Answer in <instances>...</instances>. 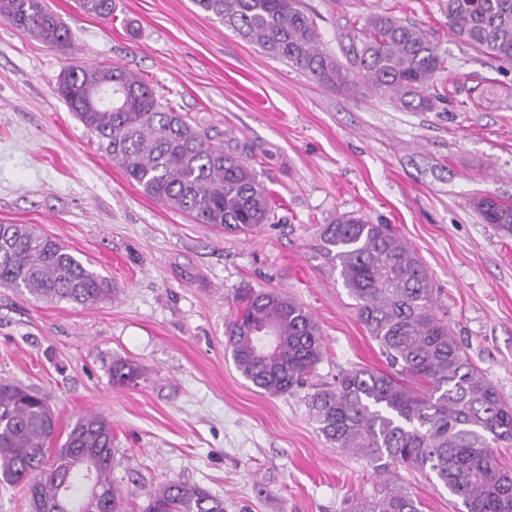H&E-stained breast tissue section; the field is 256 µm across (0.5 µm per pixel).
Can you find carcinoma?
<instances>
[{
    "instance_id": "carcinoma-1",
    "label": "carcinoma",
    "mask_w": 512,
    "mask_h": 512,
    "mask_svg": "<svg viewBox=\"0 0 512 512\" xmlns=\"http://www.w3.org/2000/svg\"><path fill=\"white\" fill-rule=\"evenodd\" d=\"M245 41L333 91L362 82L398 107L433 109L444 69L424 31L385 13L363 25L361 47L345 64L323 47L302 0H195ZM107 19L112 0H80ZM448 29L485 57L512 65V0H442ZM0 18L53 48L72 35L46 0H0ZM120 91L118 106L89 96ZM70 111L145 194L198 224L248 235L270 223L273 202L255 169L224 144L159 103L137 75L117 65L71 67L57 78ZM483 221L512 234V204L473 201ZM321 253L339 271L356 314L388 369L354 366L314 388L307 405L333 448L385 474L396 465L427 470L460 500L462 512H512V470L496 448L512 445V402L470 361L417 251L389 224L345 213L321 233ZM0 287L84 307L112 297V280L29 224H0ZM236 369L257 391L284 396L308 384L324 343L312 314L273 289L246 291L226 330ZM112 383L131 385L140 367L116 360ZM57 419L46 395L0 378V484L27 487L31 512H121L112 483V425L87 412L55 443ZM57 448H52V444ZM419 498L386 482L351 512H420ZM145 512H224L208 490L172 481L147 493Z\"/></svg>"
}]
</instances>
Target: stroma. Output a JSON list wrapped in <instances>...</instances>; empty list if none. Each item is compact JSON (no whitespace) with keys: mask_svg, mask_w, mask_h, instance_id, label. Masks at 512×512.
I'll return each mask as SVG.
<instances>
[{"mask_svg":"<svg viewBox=\"0 0 512 512\" xmlns=\"http://www.w3.org/2000/svg\"><path fill=\"white\" fill-rule=\"evenodd\" d=\"M325 46L352 58L367 15L416 23L444 59L433 110L408 112L366 87L329 90L242 40L193 0H113L111 18L49 0L73 35L60 52L0 19V224H30L116 287L92 307L0 287V377L50 399L59 430L96 411L112 423L122 512L169 481L199 485L224 512H348L394 480L421 512L461 503L428 473L331 448L303 394L258 392L236 370L225 322L237 296L271 288L317 321L315 383L387 366L338 270L318 250L345 212L388 224L420 255L474 365L512 401V234L473 197L512 198V68L458 42L440 0H305ZM117 64L158 101L256 169L275 220L251 235L198 224L147 196L56 91L73 64ZM139 364L116 387L113 360Z\"/></svg>","mask_w":512,"mask_h":512,"instance_id":"obj_1","label":"stroma"}]
</instances>
